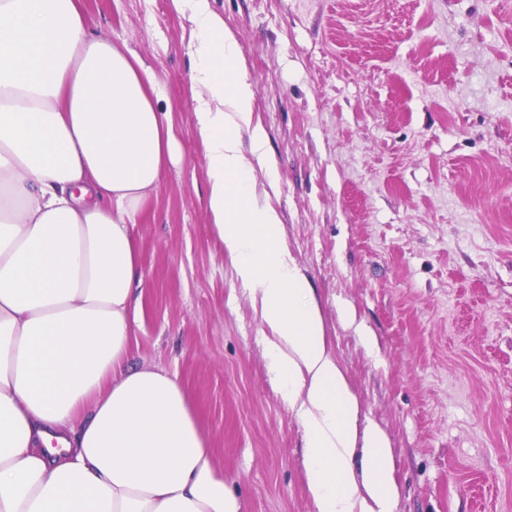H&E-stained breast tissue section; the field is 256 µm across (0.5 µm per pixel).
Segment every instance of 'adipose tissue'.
<instances>
[{"label":"adipose tissue","mask_w":512,"mask_h":512,"mask_svg":"<svg viewBox=\"0 0 512 512\" xmlns=\"http://www.w3.org/2000/svg\"><path fill=\"white\" fill-rule=\"evenodd\" d=\"M170 5L197 32L210 222L270 330L316 512H393L387 436L360 426L280 214L257 195L276 167L237 41L210 0ZM155 87L78 0H0V512H240L178 382L129 363L132 229L179 161Z\"/></svg>","instance_id":"ef3b65f1"}]
</instances>
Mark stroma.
<instances>
[{
	"instance_id": "35a3bbf8",
	"label": "stroma",
	"mask_w": 512,
	"mask_h": 512,
	"mask_svg": "<svg viewBox=\"0 0 512 512\" xmlns=\"http://www.w3.org/2000/svg\"><path fill=\"white\" fill-rule=\"evenodd\" d=\"M80 4L155 73L181 157L132 231L130 363L180 384L240 512H315L268 329L210 224L192 24L170 0ZM211 4L254 86L283 242L388 436L394 512H512V5Z\"/></svg>"
}]
</instances>
